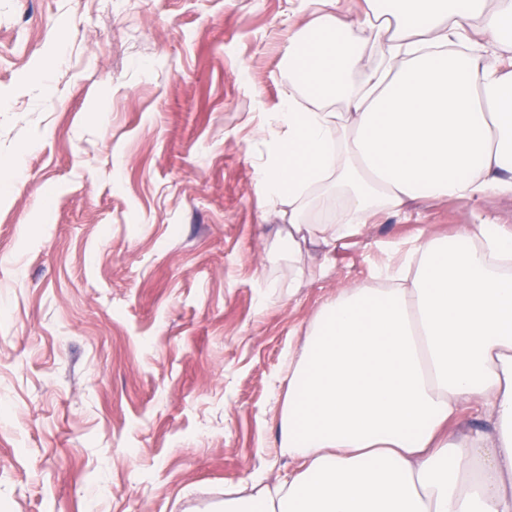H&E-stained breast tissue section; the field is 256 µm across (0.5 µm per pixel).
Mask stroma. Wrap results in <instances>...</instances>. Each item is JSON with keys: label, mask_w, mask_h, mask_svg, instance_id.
<instances>
[{"label": "stroma", "mask_w": 512, "mask_h": 512, "mask_svg": "<svg viewBox=\"0 0 512 512\" xmlns=\"http://www.w3.org/2000/svg\"><path fill=\"white\" fill-rule=\"evenodd\" d=\"M305 0H0V512H215L291 466L319 307L512 199L409 204L288 278L256 171Z\"/></svg>", "instance_id": "stroma-1"}]
</instances>
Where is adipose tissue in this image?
Segmentation results:
<instances>
[{
  "instance_id": "adipose-tissue-1",
  "label": "adipose tissue",
  "mask_w": 512,
  "mask_h": 512,
  "mask_svg": "<svg viewBox=\"0 0 512 512\" xmlns=\"http://www.w3.org/2000/svg\"><path fill=\"white\" fill-rule=\"evenodd\" d=\"M310 2L257 172L289 253L414 200L512 196V0H365L355 25ZM470 405L491 431L448 434ZM279 420L291 470L224 512H512V229L419 231L374 284L340 288L288 361Z\"/></svg>"
}]
</instances>
